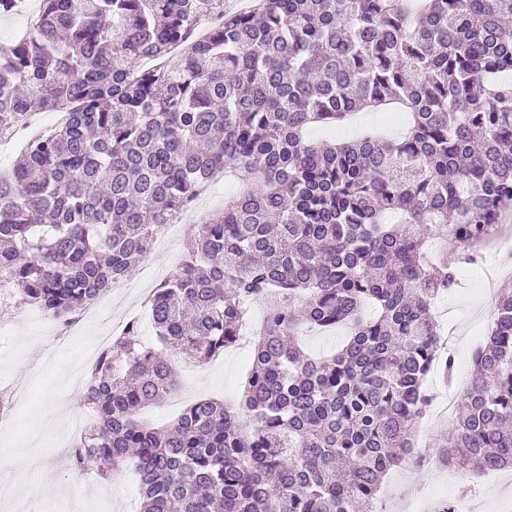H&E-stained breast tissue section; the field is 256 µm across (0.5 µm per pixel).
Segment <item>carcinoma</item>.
I'll list each match as a JSON object with an SVG mask.
<instances>
[{"mask_svg": "<svg viewBox=\"0 0 512 512\" xmlns=\"http://www.w3.org/2000/svg\"><path fill=\"white\" fill-rule=\"evenodd\" d=\"M253 2L41 0L26 35L0 43V135L66 113L0 173V284L68 326L236 170L224 212L148 299L156 343L131 320L96 362L97 420L70 469L134 465L140 512H374L414 455L427 375L454 366L430 308L457 275L425 259L426 238L448 231L474 263L512 209V0ZM393 104L409 114L399 136L306 139ZM253 301L243 403L142 422L177 387L162 351L220 355ZM304 326L348 337L316 357L287 341ZM438 461L512 466L511 291Z\"/></svg>", "mask_w": 512, "mask_h": 512, "instance_id": "1", "label": "carcinoma"}]
</instances>
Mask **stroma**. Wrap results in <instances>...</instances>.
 I'll use <instances>...</instances> for the list:
<instances>
[{"label": "stroma", "mask_w": 512, "mask_h": 512, "mask_svg": "<svg viewBox=\"0 0 512 512\" xmlns=\"http://www.w3.org/2000/svg\"><path fill=\"white\" fill-rule=\"evenodd\" d=\"M187 238L183 232L153 249L150 272L138 269L116 283L111 298L85 309L66 338L56 339L57 320L39 308L13 309L14 322L0 343V389L21 383L27 390L7 427H0V485L5 488L0 512H139L142 496L135 468L106 479L93 471L83 484L59 451L75 441L66 414L85 411L86 385L103 341L117 336L119 322L147 320L146 302L181 262ZM474 272V266L460 264L459 288L436 303L446 313L440 343L455 360V378L447 380L435 370L426 381L435 400L415 424L414 443L431 454L448 442L455 421L448 404L458 399V381L470 377L471 354L486 340L498 290L512 287V265L497 266L486 281H473ZM248 355L247 347L236 344L205 364L178 362L182 405L146 409L143 419L166 426L175 421L183 404L197 398L239 400ZM440 495L473 499L481 512H512V487L496 485L481 471L451 473L433 463L409 473L393 470L384 480L379 506L381 512H408L409 506Z\"/></svg>", "instance_id": "35a3bbf8"}]
</instances>
